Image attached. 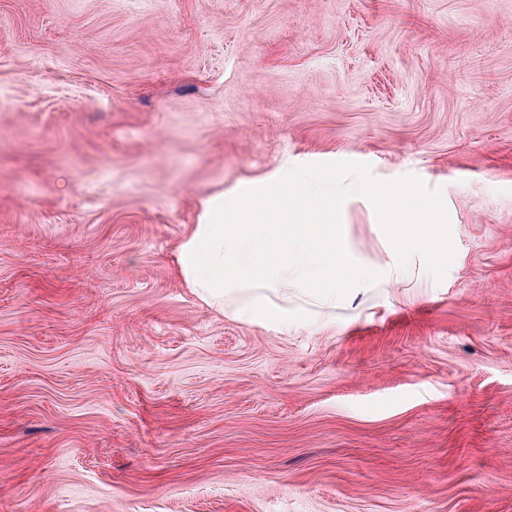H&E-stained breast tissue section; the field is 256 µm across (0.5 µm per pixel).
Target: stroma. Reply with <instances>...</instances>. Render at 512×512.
Here are the masks:
<instances>
[{"label":"stroma","instance_id":"35a3bbf8","mask_svg":"<svg viewBox=\"0 0 512 512\" xmlns=\"http://www.w3.org/2000/svg\"><path fill=\"white\" fill-rule=\"evenodd\" d=\"M302 172L448 227L310 329L182 281ZM0 512H512V0H0Z\"/></svg>","mask_w":512,"mask_h":512}]
</instances>
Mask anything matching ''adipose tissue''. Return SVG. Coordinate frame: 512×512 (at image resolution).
I'll use <instances>...</instances> for the list:
<instances>
[{"label":"adipose tissue","mask_w":512,"mask_h":512,"mask_svg":"<svg viewBox=\"0 0 512 512\" xmlns=\"http://www.w3.org/2000/svg\"><path fill=\"white\" fill-rule=\"evenodd\" d=\"M367 190L360 182L339 189L297 176L254 198L212 196L181 240L178 274L208 306L284 326L332 312L371 286L402 281L414 256L435 267L446 263V225L410 223L398 202L379 212L387 260L365 262L340 246L336 198ZM228 212L237 223H225Z\"/></svg>","instance_id":"ef3b65f1"}]
</instances>
